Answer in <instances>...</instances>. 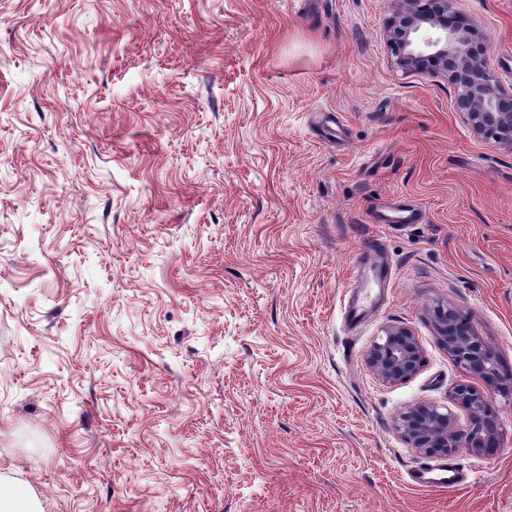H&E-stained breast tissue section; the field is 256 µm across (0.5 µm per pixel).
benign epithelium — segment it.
I'll list each match as a JSON object with an SVG mask.
<instances>
[{
    "mask_svg": "<svg viewBox=\"0 0 512 512\" xmlns=\"http://www.w3.org/2000/svg\"><path fill=\"white\" fill-rule=\"evenodd\" d=\"M459 0H402L388 25L387 40L396 64L408 71L442 72L457 88V106L473 132L512 147V91H506L477 50L478 30L458 7ZM438 338L453 359L486 381L497 371L498 356L450 307L435 309ZM367 366L384 382L414 376L423 351L407 329L390 328L367 352ZM468 414L466 425L431 403L416 405L398 419V429L414 448L430 457H447L461 448H498L499 420L487 409L490 393L467 384L452 391Z\"/></svg>",
    "mask_w": 512,
    "mask_h": 512,
    "instance_id": "1",
    "label": "benign epithelium"
}]
</instances>
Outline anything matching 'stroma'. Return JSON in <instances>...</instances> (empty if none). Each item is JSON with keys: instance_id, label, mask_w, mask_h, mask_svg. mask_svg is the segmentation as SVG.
<instances>
[{"instance_id": "35a3bbf8", "label": "stroma", "mask_w": 512, "mask_h": 512, "mask_svg": "<svg viewBox=\"0 0 512 512\" xmlns=\"http://www.w3.org/2000/svg\"><path fill=\"white\" fill-rule=\"evenodd\" d=\"M399 6L0 0V473L41 512H512L505 398L492 454L396 428L486 387L436 306L512 371V147L396 65ZM459 7L512 89V0ZM398 199L425 221L372 223ZM390 327L424 353L396 384ZM455 309L437 306L435 326L441 344L453 359L486 381L497 371L498 356ZM367 366L384 382L398 383L414 376L423 363V351L416 337L407 329L390 328L382 342L367 352Z\"/></svg>"}]
</instances>
